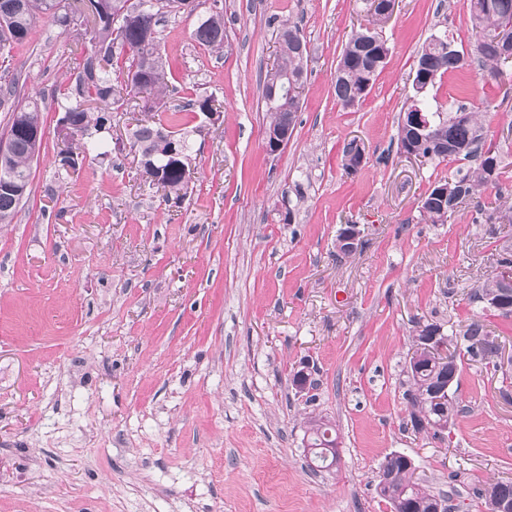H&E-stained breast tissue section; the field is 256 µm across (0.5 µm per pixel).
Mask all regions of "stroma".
Listing matches in <instances>:
<instances>
[{"label": "stroma", "mask_w": 512, "mask_h": 512, "mask_svg": "<svg viewBox=\"0 0 512 512\" xmlns=\"http://www.w3.org/2000/svg\"><path fill=\"white\" fill-rule=\"evenodd\" d=\"M224 16V47L193 32ZM308 49L292 138L265 147L260 83L277 33ZM374 26L390 54L367 97L334 94L342 48ZM175 94L215 97L219 118L185 113L193 178L164 201L133 161L144 101L127 95L103 155L79 153L60 178L53 98L90 47L83 30L37 24L12 51L22 96L44 99L45 136L17 223L0 224V512H391L377 492L385 456H408L450 512H487L477 488L512 479V366L461 354V414L414 432L402 382L418 326L461 339L478 322L512 345V316L475 301L512 255L488 211L512 205V78L477 63L438 79L430 110L475 113L505 165L500 180L444 224L419 202L477 159L406 156L401 115L423 44L448 35L474 50L470 0H398L374 21L369 0H198L159 27ZM363 150L347 168L345 147ZM347 224L360 244L336 249ZM316 386L300 394L293 371ZM338 434L335 468L307 457L312 417Z\"/></svg>", "instance_id": "stroma-1"}]
</instances>
